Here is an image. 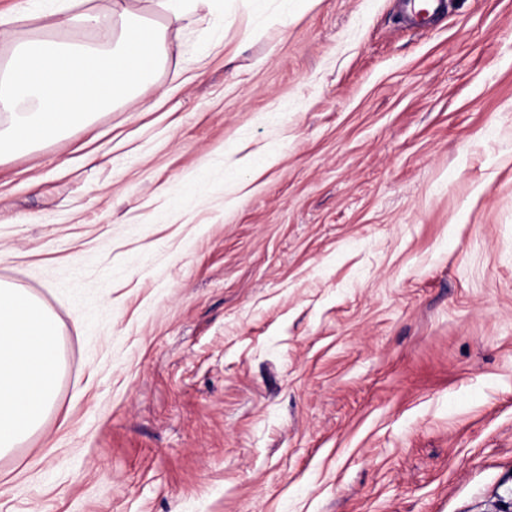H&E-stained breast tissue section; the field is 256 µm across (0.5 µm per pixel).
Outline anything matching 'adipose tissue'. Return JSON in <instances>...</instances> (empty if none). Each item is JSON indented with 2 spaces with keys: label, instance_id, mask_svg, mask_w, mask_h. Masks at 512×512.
Instances as JSON below:
<instances>
[{
  "label": "adipose tissue",
  "instance_id": "obj_1",
  "mask_svg": "<svg viewBox=\"0 0 512 512\" xmlns=\"http://www.w3.org/2000/svg\"><path fill=\"white\" fill-rule=\"evenodd\" d=\"M162 19L148 21L128 0H112V30L91 41L100 16L79 0H21L0 17L12 39L0 60V156L58 139L102 111L152 87L168 53L167 31L188 18L205 19L225 0H155ZM35 19L67 31L56 41L18 35ZM52 314L23 289L0 281V454L36 430L52 404L60 372Z\"/></svg>",
  "mask_w": 512,
  "mask_h": 512
}]
</instances>
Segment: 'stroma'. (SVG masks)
I'll return each instance as SVG.
<instances>
[{"label":"stroma","mask_w":512,"mask_h":512,"mask_svg":"<svg viewBox=\"0 0 512 512\" xmlns=\"http://www.w3.org/2000/svg\"><path fill=\"white\" fill-rule=\"evenodd\" d=\"M447 3L228 0L0 160V280L62 361L0 512L512 499V0Z\"/></svg>","instance_id":"obj_1"}]
</instances>
